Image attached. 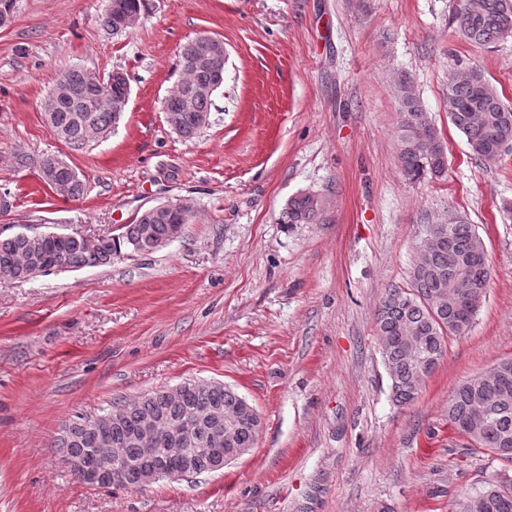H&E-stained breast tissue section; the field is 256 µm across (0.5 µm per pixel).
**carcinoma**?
Masks as SVG:
<instances>
[{
    "instance_id": "cac0c4a2",
    "label": "carcinoma",
    "mask_w": 512,
    "mask_h": 512,
    "mask_svg": "<svg viewBox=\"0 0 512 512\" xmlns=\"http://www.w3.org/2000/svg\"><path fill=\"white\" fill-rule=\"evenodd\" d=\"M119 9H104L103 25L114 34L134 28L141 18L144 0H117ZM459 33L469 42L490 46L512 36V0H460L455 14ZM224 41L188 42L179 58L180 79L164 101L163 112L171 115L185 136L193 139L203 129L201 119L210 115L212 97L224 84ZM401 103L398 157L401 171L410 181L426 174L441 176L447 159L435 125L423 111L411 78L398 79ZM130 87L124 80L70 69L56 79L46 113L50 133L67 147L82 150L112 132L115 113L125 112ZM105 95L106 100L97 99ZM448 117L467 139L479 159L512 147V108L506 106L481 70L469 78L448 75ZM80 177H68L51 192L65 199L83 195ZM166 201L139 213L125 224L116 238L95 250L67 239L13 235L0 238V276L32 277L35 268L47 270L56 262L74 268L98 266L132 252L135 243L158 244L184 231L178 211ZM321 201L312 193L288 199L284 224H310L318 216ZM477 233L459 220L423 251L411 271V288L388 291L374 314L381 340V354L390 379L392 401L408 406L418 399L426 380L446 354L448 338L464 333L476 316L489 279V265L476 259ZM508 371L507 389L499 387L497 373L489 370L457 385L448 400V423L466 436L471 453H490L512 463V358L499 362ZM484 399L490 407L488 425L470 423L474 401ZM127 403V411L114 421L100 422L79 417L63 430L56 447L67 457H80L108 439L121 457L135 467L120 474L112 486L139 490L144 470L166 471L188 461L195 470L208 473L212 462L205 456H189V445L174 441L162 452L149 455L138 433L142 422L155 415L193 425L198 441L210 440L221 430L224 454L235 461L254 447L261 430L256 408L235 390L219 382L190 380L171 398L155 390L112 405ZM484 499L482 512H512V483L492 477L477 491Z\"/></svg>"
}]
</instances>
